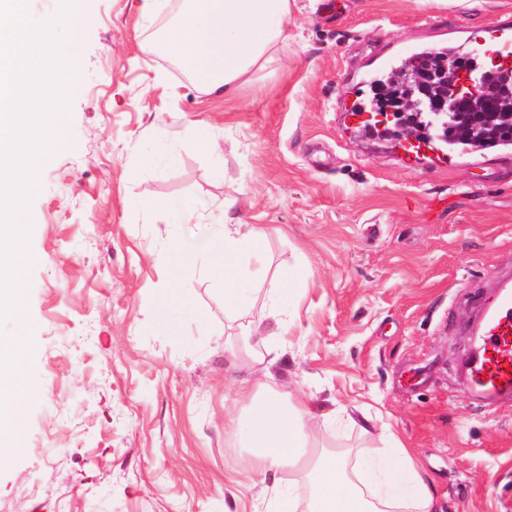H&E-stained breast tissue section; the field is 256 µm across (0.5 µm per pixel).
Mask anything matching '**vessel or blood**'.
Here are the masks:
<instances>
[{"label":"vessel or blood","mask_w":512,"mask_h":512,"mask_svg":"<svg viewBox=\"0 0 512 512\" xmlns=\"http://www.w3.org/2000/svg\"><path fill=\"white\" fill-rule=\"evenodd\" d=\"M488 52L506 68L512 67V20L496 21L488 30ZM499 291L483 303L479 353L469 368L475 388L495 398L512 397V274L497 273Z\"/></svg>","instance_id":"vessel-or-blood-1"}]
</instances>
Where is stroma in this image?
<instances>
[{
	"mask_svg": "<svg viewBox=\"0 0 512 512\" xmlns=\"http://www.w3.org/2000/svg\"><path fill=\"white\" fill-rule=\"evenodd\" d=\"M160 0H85L75 38L83 83L64 149L38 175L29 211L25 315L29 375L20 449L0 467V512H269L288 470L250 484L236 393L307 402L318 444L357 472L400 442L439 512H512V400L467 384L478 299L512 265V153L409 166L397 140L344 120L339 97L382 60L451 44L482 59L484 30L512 0H292L287 49L237 90L204 93L190 70L143 55L178 12ZM215 137L223 161L203 151ZM234 202L268 229L269 273L287 290L276 361L254 362L224 310V282L173 250L165 205ZM192 317L183 335L167 311Z\"/></svg>",
	"mask_w": 512,
	"mask_h": 512,
	"instance_id": "35a3bbf8",
	"label": "stroma"
}]
</instances>
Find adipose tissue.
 <instances>
[{"label": "adipose tissue", "mask_w": 512, "mask_h": 512, "mask_svg": "<svg viewBox=\"0 0 512 512\" xmlns=\"http://www.w3.org/2000/svg\"><path fill=\"white\" fill-rule=\"evenodd\" d=\"M290 12V0H184L171 25L140 48L185 64L207 91L230 89L276 49L287 47ZM167 211L171 223L191 225L202 272H220L230 280L225 308L237 311L247 296L259 294L276 328H286L284 291L268 276L263 229L232 217L226 203L195 210L179 198L169 201ZM309 421L305 402L285 405L272 399L262 402L248 421L229 417L225 423L245 433L254 481L300 468L309 488L307 512H434V495L405 448L394 447L380 464L384 487L376 490L354 480L342 458L315 450Z\"/></svg>", "instance_id": "1"}]
</instances>
